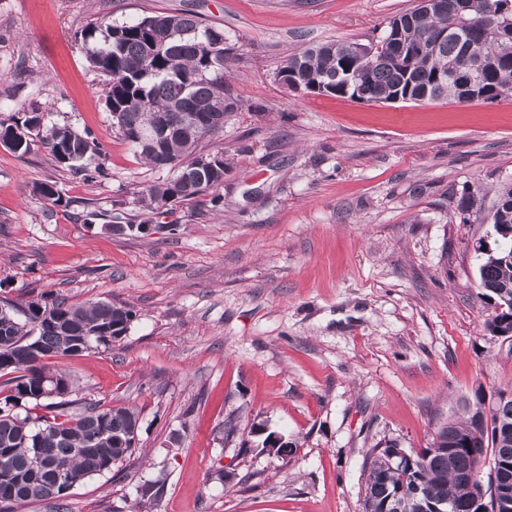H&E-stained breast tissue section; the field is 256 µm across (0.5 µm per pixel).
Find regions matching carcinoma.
I'll return each mask as SVG.
<instances>
[{
	"label": "carcinoma",
	"mask_w": 512,
	"mask_h": 512,
	"mask_svg": "<svg viewBox=\"0 0 512 512\" xmlns=\"http://www.w3.org/2000/svg\"><path fill=\"white\" fill-rule=\"evenodd\" d=\"M461 31L443 39L436 31L448 18L424 11L422 4L389 20L386 30L400 27L399 42L422 51L406 62L394 61L387 49L359 62L355 42L336 40L303 48L290 55L279 73L297 92L355 96L386 101L410 93L417 101L441 97L458 100L460 84L451 72L470 62L469 93L474 100H495L512 93V0H473ZM89 65L108 78L106 105L113 124L152 168L171 177L150 186L138 203L159 211L176 199L192 200L224 184V152H204L201 143L224 128L234 102L224 86V61L229 55L224 30L202 23L192 14H150L122 22L89 23L81 31ZM475 41L484 61L467 56ZM450 72L448 82L436 75ZM163 128L152 143L140 132ZM54 161L72 170L98 173L100 144L66 126L43 122L37 109L0 119V144L26 154L35 143ZM35 191L56 206L67 201L54 183ZM492 232H509L507 243L492 240L476 254L481 295L504 306L485 322L493 336L512 339V182L497 190L489 213L476 210ZM8 307L0 315V376L16 373L13 399L30 403L25 415L0 412V512L46 498H62L65 489L37 459L82 483L112 471L131 457L137 439L138 414L127 407L72 408V383L67 375L32 359L31 338L56 356L110 346L127 335L133 310L122 304L33 299H0ZM64 384L56 396H41V384ZM397 441L377 443L366 455V494L362 512H432L428 500L451 506V512H512V392L499 391L486 402L482 389L465 403V416L440 426L431 447L407 450L396 463Z\"/></svg>",
	"instance_id": "carcinoma-1"
}]
</instances>
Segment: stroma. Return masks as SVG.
Returning <instances> with one entry per match:
<instances>
[{"mask_svg": "<svg viewBox=\"0 0 512 512\" xmlns=\"http://www.w3.org/2000/svg\"><path fill=\"white\" fill-rule=\"evenodd\" d=\"M416 0H0V106L37 107L90 133L105 173L0 145V297L122 302L109 346L50 359L75 396L139 415L110 473L16 512H362L377 442L431 447L476 389L512 390V342L485 328L474 243L512 180V95L366 103L300 94L276 75L293 52L369 43ZM192 12L223 28L238 108L210 195L140 208L169 173L112 124L104 77L77 33L92 21ZM56 183L68 204L34 191ZM164 232L113 233L119 218ZM236 432L225 436V421ZM292 442L279 457L251 429ZM160 481L153 503L140 488Z\"/></svg>", "mask_w": 512, "mask_h": 512, "instance_id": "obj_1", "label": "stroma"}]
</instances>
